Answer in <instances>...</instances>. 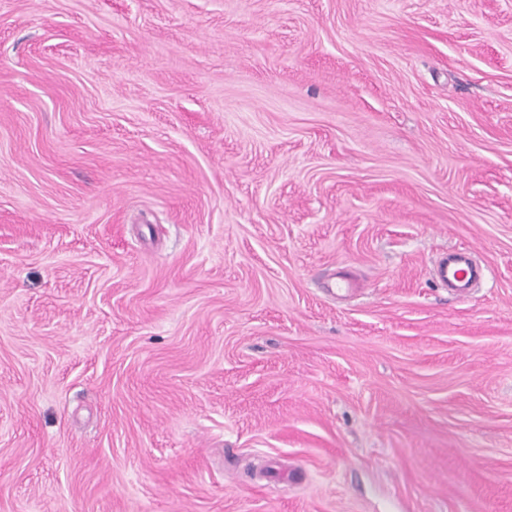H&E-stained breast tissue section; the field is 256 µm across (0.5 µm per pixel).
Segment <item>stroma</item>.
<instances>
[{"instance_id":"obj_1","label":"stroma","mask_w":512,"mask_h":512,"mask_svg":"<svg viewBox=\"0 0 512 512\" xmlns=\"http://www.w3.org/2000/svg\"><path fill=\"white\" fill-rule=\"evenodd\" d=\"M0 512H512V0H0ZM433 275L442 288L458 298H465L481 284L484 267L471 250L454 249L435 261Z\"/></svg>"}]
</instances>
